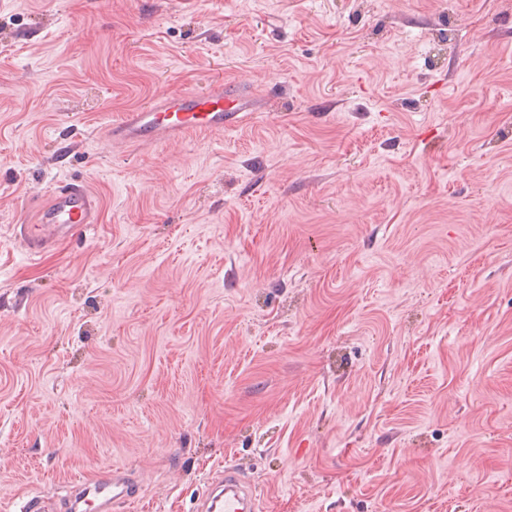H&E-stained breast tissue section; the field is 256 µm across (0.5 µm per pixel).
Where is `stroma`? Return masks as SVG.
I'll use <instances>...</instances> for the list:
<instances>
[{"instance_id":"obj_1","label":"stroma","mask_w":512,"mask_h":512,"mask_svg":"<svg viewBox=\"0 0 512 512\" xmlns=\"http://www.w3.org/2000/svg\"><path fill=\"white\" fill-rule=\"evenodd\" d=\"M262 109L175 146L176 90ZM100 204L29 256V199ZM512 512V0H0V512ZM250 89L241 85L212 84L204 93L174 90L146 106L125 112L108 125L106 139L112 144L180 143L195 132H224L255 112ZM241 477L240 469L235 466H225L224 476L217 482L221 493L213 498L211 506L206 507V510L209 512L256 511V496ZM74 497L70 509L76 511L81 503L88 504L99 500L95 507L100 512H110L114 502H125L135 499L139 495L138 486L126 472L112 470L111 475L96 476L92 479L82 480L74 484ZM91 496L93 500L88 499Z\"/></svg>"}]
</instances>
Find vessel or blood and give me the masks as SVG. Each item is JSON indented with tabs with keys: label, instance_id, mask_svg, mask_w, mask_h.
<instances>
[{
	"label": "vessel or blood",
	"instance_id": "vessel-or-blood-1",
	"mask_svg": "<svg viewBox=\"0 0 512 512\" xmlns=\"http://www.w3.org/2000/svg\"><path fill=\"white\" fill-rule=\"evenodd\" d=\"M255 109L250 89L241 85L218 82L202 93L174 90L124 113L109 124L106 139L124 145L157 141L175 145L191 133L235 127L243 113ZM97 219L95 197L84 184L73 181L50 189L40 199L34 219L20 225L18 234L27 253L36 256L60 238L81 234ZM219 486L221 492L213 498L209 512H254L256 498L243 481L240 469L225 467ZM74 489L72 512L91 498L97 500L98 512H111L113 503L135 499L139 494L130 475L118 470L75 482Z\"/></svg>",
	"mask_w": 512,
	"mask_h": 512
}]
</instances>
